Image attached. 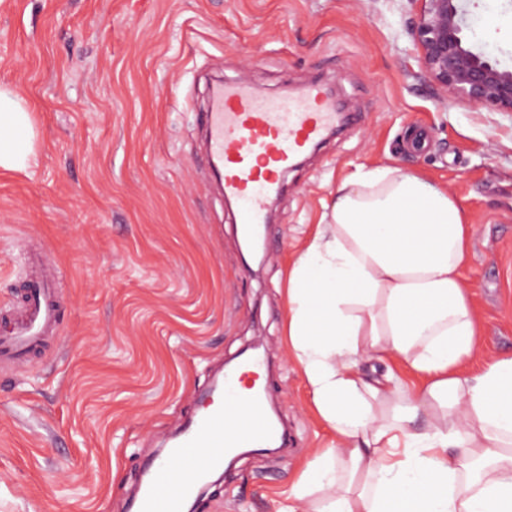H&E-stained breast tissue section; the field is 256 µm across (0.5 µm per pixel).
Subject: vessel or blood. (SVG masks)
<instances>
[{
  "instance_id": "vessel-or-blood-1",
  "label": "vessel or blood",
  "mask_w": 512,
  "mask_h": 512,
  "mask_svg": "<svg viewBox=\"0 0 512 512\" xmlns=\"http://www.w3.org/2000/svg\"><path fill=\"white\" fill-rule=\"evenodd\" d=\"M338 106L320 82L295 94L270 97L243 82H218L197 115L206 132L207 159L218 171L226 198L239 204L244 229L264 223L266 198L282 172L320 143L336 124ZM57 288L46 277L32 278L19 328L0 335V362L24 365L29 351L57 323ZM237 373L224 376V402L206 408L167 456L156 462L151 479L135 501V512H181L183 501L234 448L270 442L276 429L262 400L242 396ZM233 429H226L225 419Z\"/></svg>"
}]
</instances>
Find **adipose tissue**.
Returning a JSON list of instances; mask_svg holds the SVG:
<instances>
[{
    "instance_id": "ef3b65f1",
    "label": "adipose tissue",
    "mask_w": 512,
    "mask_h": 512,
    "mask_svg": "<svg viewBox=\"0 0 512 512\" xmlns=\"http://www.w3.org/2000/svg\"><path fill=\"white\" fill-rule=\"evenodd\" d=\"M36 157L32 112L0 88V168ZM472 236L423 176L377 167L342 181L287 298L288 351L336 440L278 512H512V354L467 370L480 347L460 274Z\"/></svg>"
}]
</instances>
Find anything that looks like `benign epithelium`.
<instances>
[{"label":"benign epithelium","mask_w":512,"mask_h":512,"mask_svg":"<svg viewBox=\"0 0 512 512\" xmlns=\"http://www.w3.org/2000/svg\"><path fill=\"white\" fill-rule=\"evenodd\" d=\"M407 29L421 71L446 101L512 113V69L468 43L463 0H410Z\"/></svg>","instance_id":"7a95c632"}]
</instances>
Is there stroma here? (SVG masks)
I'll return each mask as SVG.
<instances>
[{
    "instance_id": "obj_1",
    "label": "stroma",
    "mask_w": 512,
    "mask_h": 512,
    "mask_svg": "<svg viewBox=\"0 0 512 512\" xmlns=\"http://www.w3.org/2000/svg\"><path fill=\"white\" fill-rule=\"evenodd\" d=\"M410 0H0V86L29 103L37 162L0 169V304L52 262L62 328L0 363V512H128L139 477L251 345L288 430L200 512H276L333 431L288 354V270L336 189L389 165L474 226L461 274L479 369L512 353V114L444 102L420 72ZM466 37L512 68V0H468ZM277 96L320 76L358 120L286 172L245 258L204 157L205 77Z\"/></svg>"
}]
</instances>
